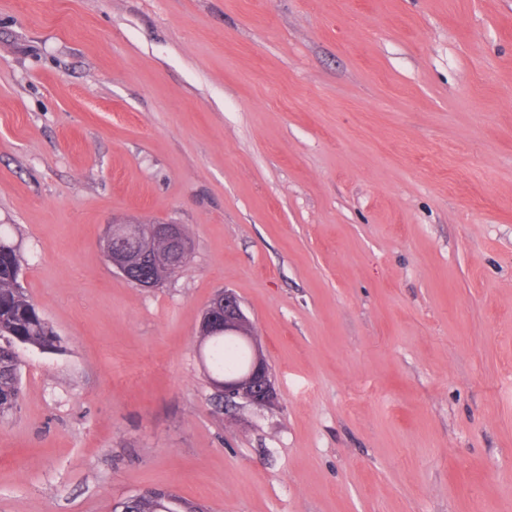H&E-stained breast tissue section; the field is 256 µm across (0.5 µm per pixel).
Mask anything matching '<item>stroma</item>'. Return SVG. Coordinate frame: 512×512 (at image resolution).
Segmentation results:
<instances>
[{
	"instance_id": "35a3bbf8",
	"label": "stroma",
	"mask_w": 512,
	"mask_h": 512,
	"mask_svg": "<svg viewBox=\"0 0 512 512\" xmlns=\"http://www.w3.org/2000/svg\"><path fill=\"white\" fill-rule=\"evenodd\" d=\"M185 227L155 288L111 222ZM22 352L0 512H512V0H0ZM237 294L273 409L214 400ZM142 496L151 498H142L137 502L135 512H160L157 510L155 501L158 503V509L164 512H183V500L168 489H149L137 495L128 497L118 503L115 509L121 508L119 512H131L128 507ZM153 498V499H152ZM155 500V501H154Z\"/></svg>"
}]
</instances>
